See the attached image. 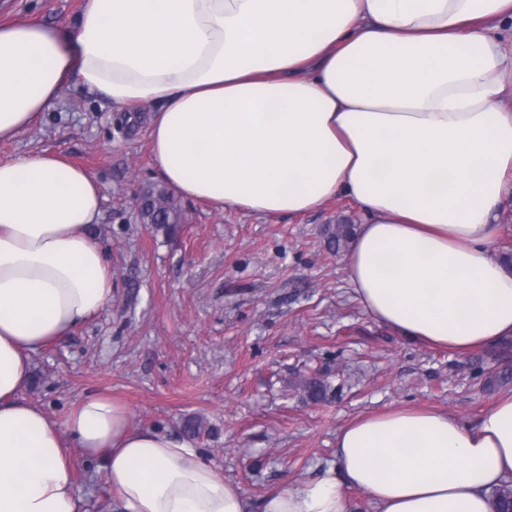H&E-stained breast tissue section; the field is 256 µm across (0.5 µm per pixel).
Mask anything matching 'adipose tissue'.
Listing matches in <instances>:
<instances>
[{"mask_svg": "<svg viewBox=\"0 0 512 512\" xmlns=\"http://www.w3.org/2000/svg\"><path fill=\"white\" fill-rule=\"evenodd\" d=\"M512 0H85L69 36L0 26V141L71 80L119 109L152 104V157L182 197L265 217L346 197L366 219L346 254L364 313L465 355L512 337V265L494 253L512 192ZM104 195L56 154L0 159V512H81L70 449L97 462L120 512H251L192 446L132 429L85 396L64 421L19 397L31 353L106 307L90 232ZM512 482V394L468 424L390 409L336 437L316 480L260 512H494Z\"/></svg>", "mask_w": 512, "mask_h": 512, "instance_id": "obj_1", "label": "adipose tissue"}]
</instances>
